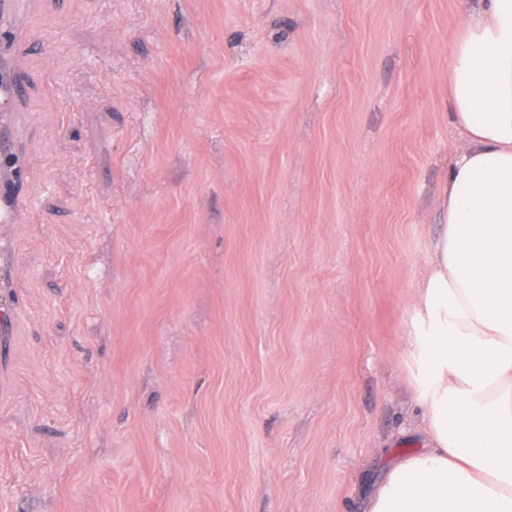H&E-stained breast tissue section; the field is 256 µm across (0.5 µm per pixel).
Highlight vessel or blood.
<instances>
[{"label":"vessel or blood","mask_w":512,"mask_h":512,"mask_svg":"<svg viewBox=\"0 0 512 512\" xmlns=\"http://www.w3.org/2000/svg\"><path fill=\"white\" fill-rule=\"evenodd\" d=\"M32 0H0V40H9L14 50H22L30 41L27 32L13 27V19L26 13ZM13 64L9 56H0V99L13 100L17 87L12 79ZM23 155L17 142L13 113H0V225L22 223L29 204L24 192L25 178L20 175ZM7 263H0V358H7L10 336L16 316V302L8 290Z\"/></svg>","instance_id":"b4317fda"}]
</instances>
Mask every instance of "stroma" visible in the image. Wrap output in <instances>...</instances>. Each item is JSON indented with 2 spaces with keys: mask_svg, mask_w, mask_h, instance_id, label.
<instances>
[{
  "mask_svg": "<svg viewBox=\"0 0 512 512\" xmlns=\"http://www.w3.org/2000/svg\"><path fill=\"white\" fill-rule=\"evenodd\" d=\"M50 2L0 512H365L416 421L460 0Z\"/></svg>",
  "mask_w": 512,
  "mask_h": 512,
  "instance_id": "1",
  "label": "stroma"
}]
</instances>
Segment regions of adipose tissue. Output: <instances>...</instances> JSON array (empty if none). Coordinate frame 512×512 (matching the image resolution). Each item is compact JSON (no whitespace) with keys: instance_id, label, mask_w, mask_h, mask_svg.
I'll use <instances>...</instances> for the list:
<instances>
[{"instance_id":"adipose-tissue-1","label":"adipose tissue","mask_w":512,"mask_h":512,"mask_svg":"<svg viewBox=\"0 0 512 512\" xmlns=\"http://www.w3.org/2000/svg\"><path fill=\"white\" fill-rule=\"evenodd\" d=\"M449 53L466 147L405 319L423 446L392 463L369 512H512V0H468Z\"/></svg>"}]
</instances>
